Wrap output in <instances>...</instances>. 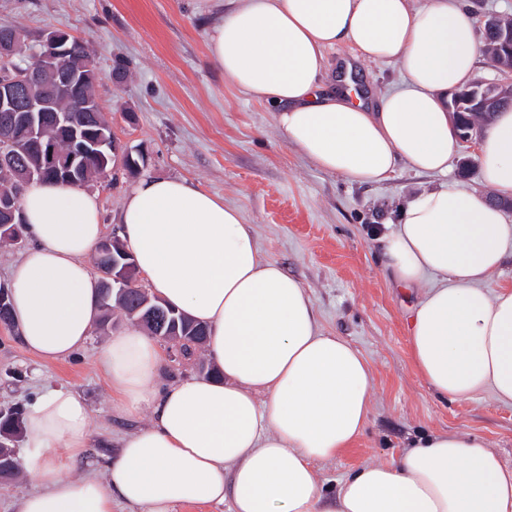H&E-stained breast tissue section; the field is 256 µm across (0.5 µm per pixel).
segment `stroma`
Here are the masks:
<instances>
[{"mask_svg":"<svg viewBox=\"0 0 512 512\" xmlns=\"http://www.w3.org/2000/svg\"><path fill=\"white\" fill-rule=\"evenodd\" d=\"M231 0H0V26L29 41L49 29L83 40L100 75L96 96L116 137L114 165L91 185L106 229L144 177L180 178L238 207L265 257L311 293L323 332L344 337L369 360L374 387L363 433L336 458L317 463L321 480H340L371 460L397 457L416 435L466 431L488 440L512 465V404L481 395H435L409 357L408 324L418 289L394 283L379 238L397 211L440 177L399 164L379 184H358L316 168L286 140L272 110L250 98L211 62L207 31ZM139 163L128 172L124 162ZM129 325L113 314L87 345L41 364L17 329L0 325V408L29 407L65 387L91 409L89 460L104 463L146 416L112 413L96 365L100 346Z\"/></svg>","mask_w":512,"mask_h":512,"instance_id":"obj_1","label":"stroma"}]
</instances>
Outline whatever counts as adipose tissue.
<instances>
[{"mask_svg": "<svg viewBox=\"0 0 512 512\" xmlns=\"http://www.w3.org/2000/svg\"><path fill=\"white\" fill-rule=\"evenodd\" d=\"M394 62L400 86L373 106L323 88L328 49ZM236 87L274 109L277 127L319 169L380 183L399 162L447 175L456 147L448 94L470 82L483 40L460 0H235L207 35ZM483 182L512 197V108L483 131ZM27 251L10 268L12 315L25 347L54 364L86 345L99 321L88 259L104 224L96 193L35 182L21 197ZM120 238L153 291L208 329L218 374L156 384L165 355L130 326L97 365L112 410L148 414L98 476L87 459L91 411L47 390L23 424L38 488L18 512H135L229 503L230 512H512V468L479 437L413 438L397 457L363 465L328 494L316 463L363 432L373 373L346 339L321 331L299 280L260 253L238 208L183 179L145 178L118 215ZM394 282L419 289L409 352L439 397L484 393L512 404V287L484 288L512 250V224L478 192L444 182L400 208L380 239ZM72 476H63V468Z\"/></svg>", "mask_w": 512, "mask_h": 512, "instance_id": "adipose-tissue-1", "label": "adipose tissue"}]
</instances>
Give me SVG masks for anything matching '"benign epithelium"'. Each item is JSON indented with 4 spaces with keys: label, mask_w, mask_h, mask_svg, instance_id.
Wrapping results in <instances>:
<instances>
[{
    "label": "benign epithelium",
    "mask_w": 512,
    "mask_h": 512,
    "mask_svg": "<svg viewBox=\"0 0 512 512\" xmlns=\"http://www.w3.org/2000/svg\"><path fill=\"white\" fill-rule=\"evenodd\" d=\"M484 30L494 34L496 55L501 58L496 68L497 78L492 81L477 80L467 87L456 90L448 100V111L451 112L456 135L460 141L475 148L474 131L462 121L465 112L490 113L497 109L503 99L512 98V25L500 20L492 14L484 19ZM69 35L57 30H49L41 39V50L36 53L33 65L27 68L14 66L0 69V112L6 114L3 125L0 126V172L13 175L12 193L0 198V214L10 217V220L0 223V237H13L15 246H23V237L16 233L11 216L14 213L15 198L20 196L23 189L35 181L51 174L56 180L75 185L79 180L74 169L83 163L92 150L103 147L114 148V143L108 140H88L81 136L77 129L72 128L70 154L60 155L54 141L46 138L45 117L53 116L57 127L71 128L68 113L54 110L52 98L36 96L30 93L32 85L45 72H50L55 78L54 95H67L83 82V75L77 69L62 65L61 59L70 52ZM25 53L24 45L15 38L3 36L0 42V60L11 61L18 54ZM24 130L28 147L36 151L40 157L39 167H14V159L18 155L15 128ZM164 327L158 328L156 337L165 347L169 359L182 363L180 344L177 340L163 333Z\"/></svg>",
    "instance_id": "obj_1"
}]
</instances>
